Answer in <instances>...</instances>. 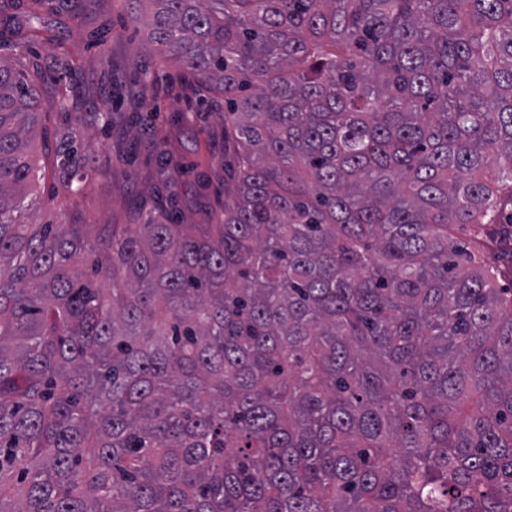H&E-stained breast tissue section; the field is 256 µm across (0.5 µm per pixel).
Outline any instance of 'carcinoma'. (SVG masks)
Segmentation results:
<instances>
[{"label":"carcinoma","instance_id":"obj_1","mask_svg":"<svg viewBox=\"0 0 512 512\" xmlns=\"http://www.w3.org/2000/svg\"><path fill=\"white\" fill-rule=\"evenodd\" d=\"M143 1L224 211L37 223L0 42V512H512V0Z\"/></svg>","mask_w":512,"mask_h":512}]
</instances>
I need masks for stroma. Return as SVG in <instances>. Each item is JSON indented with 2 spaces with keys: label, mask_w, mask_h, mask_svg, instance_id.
<instances>
[{
  "label": "stroma",
  "mask_w": 512,
  "mask_h": 512,
  "mask_svg": "<svg viewBox=\"0 0 512 512\" xmlns=\"http://www.w3.org/2000/svg\"><path fill=\"white\" fill-rule=\"evenodd\" d=\"M52 29L34 43L47 78L41 87L44 135L37 144L55 157L63 135L83 120L87 135L74 168L75 193L49 176L39 194L38 222L131 224L143 207L181 210L208 223L224 206V101L197 77L156 57L143 24L125 0H52ZM65 54L73 78L56 63ZM111 101L112 122L94 112ZM146 119L132 124L133 113ZM164 139L156 148L155 139ZM113 158L104 169L105 158Z\"/></svg>",
  "instance_id": "35a3bbf8"
}]
</instances>
